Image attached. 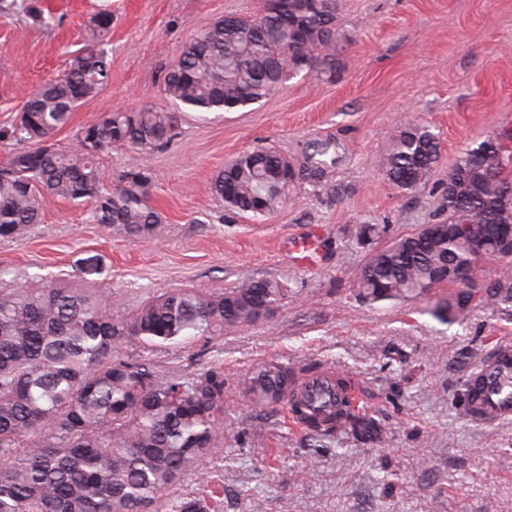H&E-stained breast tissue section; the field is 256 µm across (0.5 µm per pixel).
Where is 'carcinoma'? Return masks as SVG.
Wrapping results in <instances>:
<instances>
[{
  "instance_id": "cac0c4a2",
  "label": "carcinoma",
  "mask_w": 512,
  "mask_h": 512,
  "mask_svg": "<svg viewBox=\"0 0 512 512\" xmlns=\"http://www.w3.org/2000/svg\"><path fill=\"white\" fill-rule=\"evenodd\" d=\"M266 0L260 16L205 25L187 41L163 79L175 109L111 112L83 126L66 150L54 138L83 101L107 84L111 61L104 40L112 13L92 18L90 43L63 78L25 98L18 122L0 129L17 145L0 163V240L13 241L40 222L44 197L94 202L93 221L117 224L139 238L161 231L151 204V167L144 162L103 182L99 154L112 146L145 153L170 141L183 112H230L260 102L287 74L334 60L339 0ZM440 142L428 126L406 122L384 160L386 179L414 190L438 161ZM341 157L332 139L311 143L292 163L273 148L248 151L213 179L227 211L271 217L294 183L318 188ZM512 150L485 141L468 145L448 171L442 194L448 220L427 224L375 248L352 274L356 295L371 303L426 295L448 286L428 306L453 324L480 305L512 313V255L503 249L512 224ZM379 224H358L354 236L371 245ZM497 264L480 279L484 262ZM472 273L464 282L461 274ZM292 293L287 281L245 280L225 291L181 289L151 296L132 312L101 288L65 281L0 289V512H219L205 496L172 502L162 494L224 447V371L165 374L153 353L188 341L208 345L224 328L265 317ZM135 341L141 353L124 344ZM466 369L455 395L459 413L491 423L512 415V346L462 354ZM260 406L288 399L307 435L321 445L346 435L360 443L382 437L380 423L352 410L349 377L330 374L307 388L288 367L264 363L241 382Z\"/></svg>"
}]
</instances>
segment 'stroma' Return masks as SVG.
Segmentation results:
<instances>
[{
	"mask_svg": "<svg viewBox=\"0 0 512 512\" xmlns=\"http://www.w3.org/2000/svg\"><path fill=\"white\" fill-rule=\"evenodd\" d=\"M36 4L52 26L33 24L18 6L0 10V128L14 123L28 91L64 72L97 10L112 11L109 81L58 132L62 148L107 113L168 107L163 77L183 44L211 21L261 9V0ZM336 28L344 48L321 71L295 74L238 111L184 116L151 158L152 202L164 217L158 236L102 228L90 206L48 197L25 237L0 241V287L88 282L132 310L177 289L288 279L293 296L266 317L225 329L209 346L189 342L155 356L165 370L224 369V512H512V422H473L453 405L458 354L512 343V319L477 308L448 325L426 312L447 288L368 305L350 282L369 256L355 225H386L387 244L443 220L441 186L461 149L502 132V113H512V0H343ZM406 121L441 138L433 172L408 192L382 169ZM327 137L342 143L340 162L320 189L290 186L267 221L225 212L213 196V176L239 153L271 147L296 163L310 141ZM306 237L316 238L322 260L293 265L288 242ZM270 360L351 376L384 441L359 446L341 436L311 459L284 404L258 407L239 391Z\"/></svg>",
	"mask_w": 512,
	"mask_h": 512,
	"instance_id": "obj_1",
	"label": "stroma"
}]
</instances>
